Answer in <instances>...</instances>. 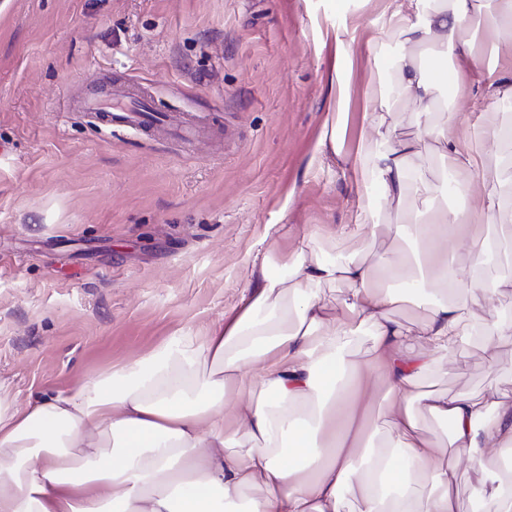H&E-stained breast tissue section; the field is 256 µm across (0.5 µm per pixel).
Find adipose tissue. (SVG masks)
I'll use <instances>...</instances> for the list:
<instances>
[{
  "mask_svg": "<svg viewBox=\"0 0 512 512\" xmlns=\"http://www.w3.org/2000/svg\"><path fill=\"white\" fill-rule=\"evenodd\" d=\"M382 30L399 50V94L420 110L413 137L381 127L374 112L388 102L378 79L368 83L353 232L386 233L391 246L328 258L340 239L306 225L287 273L263 254L253 297L204 341L183 337L22 406L0 391V512H470L455 492L460 465L512 447V396L419 381L462 337L491 348L512 335V318L493 308L512 278L488 270L492 258L512 267V193L474 198L469 182L485 169L482 139L512 140L497 108L512 101V73L472 51L485 30L512 47V0H386ZM443 52L447 63L432 66ZM345 74L329 75L340 103L318 142L337 156ZM465 78L486 99L470 115V144L459 113L437 108L441 84ZM423 144L459 174L471 206L386 222L383 208L405 211L428 189L410 174ZM339 282L348 297L338 305L324 289ZM475 307L489 310L478 323ZM426 416L447 425L448 445L423 432Z\"/></svg>",
  "mask_w": 512,
  "mask_h": 512,
  "instance_id": "adipose-tissue-1",
  "label": "adipose tissue"
}]
</instances>
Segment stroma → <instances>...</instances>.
<instances>
[{"label": "stroma", "instance_id": "35a3bbf8", "mask_svg": "<svg viewBox=\"0 0 512 512\" xmlns=\"http://www.w3.org/2000/svg\"><path fill=\"white\" fill-rule=\"evenodd\" d=\"M383 0H0V386L17 403L202 335L252 296L256 254L308 224L343 232L364 91L395 49ZM336 18V40L324 41ZM352 53L343 156L317 154L328 74ZM139 86L192 145L83 111ZM476 193L512 190V142L485 140ZM434 203L449 171L414 157ZM278 236L265 239L267 225ZM425 386L512 394V337L457 342Z\"/></svg>", "mask_w": 512, "mask_h": 512}]
</instances>
